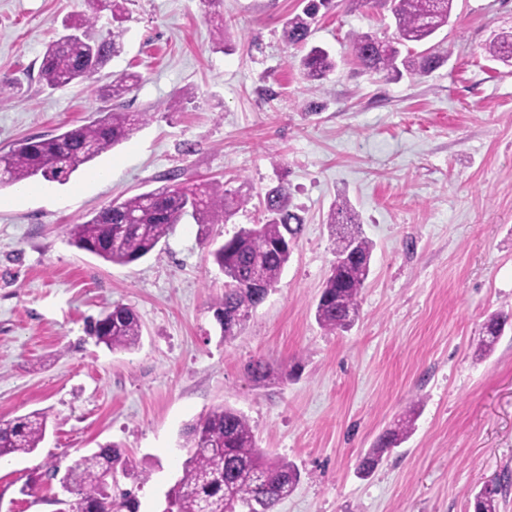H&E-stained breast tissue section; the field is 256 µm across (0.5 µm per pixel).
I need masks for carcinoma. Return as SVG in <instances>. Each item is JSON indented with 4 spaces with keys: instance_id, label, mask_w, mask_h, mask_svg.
<instances>
[{
    "instance_id": "carcinoma-1",
    "label": "carcinoma",
    "mask_w": 512,
    "mask_h": 512,
    "mask_svg": "<svg viewBox=\"0 0 512 512\" xmlns=\"http://www.w3.org/2000/svg\"><path fill=\"white\" fill-rule=\"evenodd\" d=\"M395 18L396 33L380 38L369 32L349 37L359 64L374 74L400 76L402 71L425 75L448 58L437 43L421 53L410 48L429 40L448 25L454 0H388ZM301 12L288 18L283 35L293 45L307 48L299 67L309 81H320L336 69V59L309 40L321 9L331 0H302ZM96 14H80L64 22L68 34L49 42L42 55L39 78L50 89L90 81L106 69L121 48L122 31L108 39H97L91 29ZM497 61L512 60V35L502 36L486 48ZM135 72H123L96 88L99 97L122 99L141 82ZM147 112H122L116 108L99 113L88 124L74 126L50 138H28L15 143L0 155V186L15 185L40 176L49 182L67 181L100 154L130 138L145 124ZM248 198L217 193L205 184L167 185L138 194L94 212L79 224L66 225L71 244L117 265H129L157 251L175 232L183 216L192 213L204 227L229 219ZM266 219L262 224L241 228L212 252L213 261L224 273V294L209 309L224 339L234 338L251 314L278 283L291 257L303 218L288 205V188H272L264 199ZM358 218L347 200L336 201L329 210L327 224L334 239V253L347 249L341 224H356ZM372 242L359 235L355 251L359 259L331 267L315 307V320L329 333L351 329L347 312L358 310V301L370 271ZM512 314L495 312L488 316L477 347V356L489 354ZM96 343L108 349L132 350L141 340L136 312L124 304H114L89 326ZM420 401L411 404L404 416L386 428L372 448L360 456L357 474L371 476L385 456L407 441L414 429ZM48 413L31 411L12 417L0 416V458L33 453L43 441ZM188 456L169 502L171 512H249L259 502L263 512H277L281 501L294 492L301 481L295 466L272 460L257 446L248 419L239 411L218 406L191 424L186 431ZM122 472L143 484L148 476L135 473L120 446L107 444L82 456L67 469L65 481L74 498L64 502V512H138L132 489L112 493V476ZM502 485L485 488L473 497V512H497Z\"/></svg>"
}]
</instances>
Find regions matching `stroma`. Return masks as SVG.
I'll return each instance as SVG.
<instances>
[{
	"label": "stroma",
	"mask_w": 512,
	"mask_h": 512,
	"mask_svg": "<svg viewBox=\"0 0 512 512\" xmlns=\"http://www.w3.org/2000/svg\"><path fill=\"white\" fill-rule=\"evenodd\" d=\"M122 50L136 71L122 99L150 118L88 170L33 193L0 187V415L48 411L30 455L0 460V512H57L66 470L118 444L148 471L139 512H164L186 457L183 430L224 405L242 412L270 457L297 465L278 512H472L512 471V326L474 356L482 324L512 311V64L487 45L512 33V0H455L437 34L448 61L426 75L366 72L354 32L393 34L389 6L333 0L311 38L337 67L316 82L283 38L301 0H121ZM86 0H0V154L109 109L92 83L49 89L38 71L64 18ZM319 111H310V104ZM108 168L111 179L86 180ZM186 184L249 196L201 237L185 216L160 253L121 266L71 245L65 227L112 201ZM288 188L304 224L276 288L234 339L209 303L224 291L211 250L265 221L267 190ZM347 198L374 245L358 319L328 333L314 319L333 241L326 219ZM133 308L139 346L109 351L86 333L113 303ZM264 359L265 382L249 363ZM410 438L368 478L357 459L413 400Z\"/></svg>",
	"instance_id": "1"
}]
</instances>
